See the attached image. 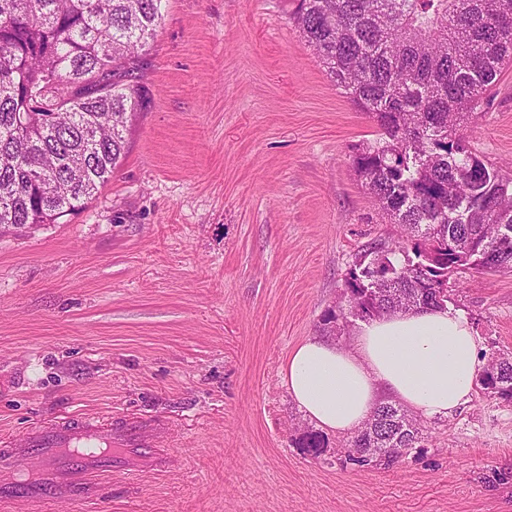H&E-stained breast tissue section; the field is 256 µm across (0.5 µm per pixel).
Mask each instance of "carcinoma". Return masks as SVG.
<instances>
[{
  "label": "carcinoma",
  "mask_w": 512,
  "mask_h": 512,
  "mask_svg": "<svg viewBox=\"0 0 512 512\" xmlns=\"http://www.w3.org/2000/svg\"><path fill=\"white\" fill-rule=\"evenodd\" d=\"M162 0H0V230L59 224L112 178L143 106L138 52ZM296 31L331 81L380 129L351 165L393 223L345 277L348 317L441 308L460 272L512 271V173L458 134L512 61V0H298ZM479 384L512 403V357L491 355ZM398 403L379 404L349 460L388 465L420 447ZM321 436L300 447L317 457Z\"/></svg>",
  "instance_id": "cac0c4a2"
}]
</instances>
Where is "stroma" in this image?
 I'll list each match as a JSON object with an SVG mask.
<instances>
[{"label": "stroma", "mask_w": 512, "mask_h": 512, "mask_svg": "<svg viewBox=\"0 0 512 512\" xmlns=\"http://www.w3.org/2000/svg\"><path fill=\"white\" fill-rule=\"evenodd\" d=\"M297 0H167L111 180L64 224L0 235V432L81 412L161 428L177 464L17 512H512V404L476 390L421 447L358 466L283 385L356 254L397 237L351 166L378 128L293 23ZM461 132L512 164V64ZM482 356L512 355V272L462 278Z\"/></svg>", "instance_id": "stroma-1"}]
</instances>
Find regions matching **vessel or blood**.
<instances>
[{"instance_id":"1","label":"vessel or blood","mask_w":512,"mask_h":512,"mask_svg":"<svg viewBox=\"0 0 512 512\" xmlns=\"http://www.w3.org/2000/svg\"><path fill=\"white\" fill-rule=\"evenodd\" d=\"M155 442L147 422L95 413L41 423L18 441L2 438L0 472H12L13 480L0 484V512H11L20 497L32 504L96 499L102 474L168 469L174 459Z\"/></svg>"}]
</instances>
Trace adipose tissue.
I'll return each instance as SVG.
<instances>
[{
  "label": "adipose tissue",
  "mask_w": 512,
  "mask_h": 512,
  "mask_svg": "<svg viewBox=\"0 0 512 512\" xmlns=\"http://www.w3.org/2000/svg\"><path fill=\"white\" fill-rule=\"evenodd\" d=\"M484 366L469 320L442 308L371 320L346 347L306 339L281 375L311 421L345 434L359 429L385 396L425 418L448 416L470 401Z\"/></svg>",
  "instance_id": "1"
}]
</instances>
